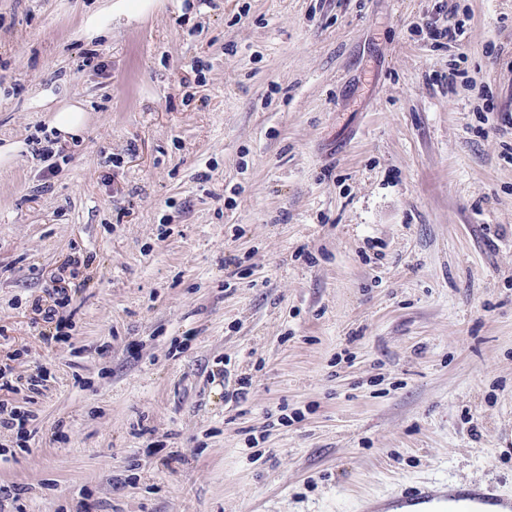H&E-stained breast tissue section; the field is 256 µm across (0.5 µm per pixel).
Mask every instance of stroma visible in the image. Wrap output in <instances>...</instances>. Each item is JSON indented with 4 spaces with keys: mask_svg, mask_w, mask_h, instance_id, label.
<instances>
[{
    "mask_svg": "<svg viewBox=\"0 0 512 512\" xmlns=\"http://www.w3.org/2000/svg\"><path fill=\"white\" fill-rule=\"evenodd\" d=\"M106 2L0 0L5 512L512 498V0ZM86 114L79 105H67L56 112L50 118L51 127L62 137H77L85 126ZM395 507L427 505L424 510L414 512H494L486 506H498L499 512H510L512 500H507L493 485L461 486L450 492L446 486L435 487L426 484H411L402 489L394 499Z\"/></svg>",
    "mask_w": 512,
    "mask_h": 512,
    "instance_id": "obj_1",
    "label": "stroma"
}]
</instances>
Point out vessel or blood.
Returning <instances> with one entry per match:
<instances>
[{
  "instance_id": "b4317fda",
  "label": "vessel or blood",
  "mask_w": 512,
  "mask_h": 512,
  "mask_svg": "<svg viewBox=\"0 0 512 512\" xmlns=\"http://www.w3.org/2000/svg\"><path fill=\"white\" fill-rule=\"evenodd\" d=\"M395 507L421 506L425 512H488L498 506L500 512H512V500L504 498L493 485L461 486L454 490L426 484H411L402 489Z\"/></svg>"
}]
</instances>
